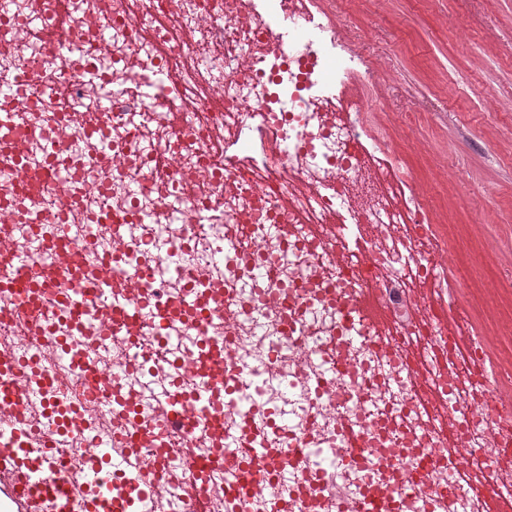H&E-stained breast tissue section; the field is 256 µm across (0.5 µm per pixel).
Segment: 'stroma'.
Returning <instances> with one entry per match:
<instances>
[{"instance_id": "1", "label": "stroma", "mask_w": 512, "mask_h": 512, "mask_svg": "<svg viewBox=\"0 0 512 512\" xmlns=\"http://www.w3.org/2000/svg\"><path fill=\"white\" fill-rule=\"evenodd\" d=\"M334 2L378 75L365 95L381 108L358 120L401 145L377 164L412 170L476 269L469 288L492 287L499 267L479 241L488 231L512 244V0ZM392 108L412 113V142L385 121ZM442 162L458 174L445 185Z\"/></svg>"}]
</instances>
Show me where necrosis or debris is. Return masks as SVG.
<instances>
[{
	"label": "necrosis or debris",
	"instance_id": "4bbe7bcc",
	"mask_svg": "<svg viewBox=\"0 0 512 512\" xmlns=\"http://www.w3.org/2000/svg\"><path fill=\"white\" fill-rule=\"evenodd\" d=\"M371 77L319 0H18L0 15V107L14 115L0 147L15 158L0 240L33 270H60L37 322L0 288V346L41 357L33 371L0 369V382L43 390L17 413L73 470L109 471L112 512L132 503L116 452L144 480L166 478L151 512L174 496L183 512H350L380 488L395 512H486L487 497L512 498L505 326L469 289L418 295L446 287L456 255L435 209L403 202L349 118ZM59 219L63 249L50 257L35 227ZM235 224L250 226L248 247L226 237ZM128 269L148 282L124 280ZM109 274L125 298L168 306L172 340L131 341L108 312L71 311ZM224 289L234 314L201 306ZM369 292L393 335L362 313ZM453 313L474 321L467 340L448 335ZM64 339L92 352L99 390L58 357ZM228 367L249 388L214 387ZM176 376L196 427L133 440L162 424ZM214 419L275 442L226 476Z\"/></svg>",
	"mask_w": 512,
	"mask_h": 512
}]
</instances>
